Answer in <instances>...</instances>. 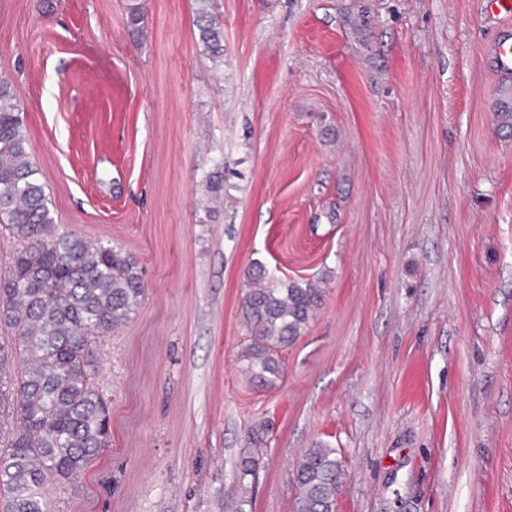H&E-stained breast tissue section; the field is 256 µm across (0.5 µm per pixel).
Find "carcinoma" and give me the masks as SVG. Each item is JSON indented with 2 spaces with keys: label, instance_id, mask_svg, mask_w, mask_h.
Listing matches in <instances>:
<instances>
[{
  "label": "carcinoma",
  "instance_id": "obj_1",
  "mask_svg": "<svg viewBox=\"0 0 512 512\" xmlns=\"http://www.w3.org/2000/svg\"><path fill=\"white\" fill-rule=\"evenodd\" d=\"M209 2L201 0L199 41L219 56L224 31ZM37 174L12 84L0 79V217L22 245L0 277V321L14 332L0 342V374L14 356L23 358L17 377H0V411L14 418L0 453L3 512H48L45 484L72 483L109 446L110 416L94 384L92 346L127 322L145 294L131 254L54 232ZM247 282L242 315L251 341L241 358L253 379L274 387L283 372L278 352L308 326L324 291L280 279L259 261ZM343 477L336 449H308L295 471L294 512H336Z\"/></svg>",
  "mask_w": 512,
  "mask_h": 512
}]
</instances>
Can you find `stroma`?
Wrapping results in <instances>:
<instances>
[{
    "instance_id": "1",
    "label": "stroma",
    "mask_w": 512,
    "mask_h": 512,
    "mask_svg": "<svg viewBox=\"0 0 512 512\" xmlns=\"http://www.w3.org/2000/svg\"><path fill=\"white\" fill-rule=\"evenodd\" d=\"M144 15L140 31L130 10ZM0 0V76L59 232L146 292L98 340L111 445L51 512H512V70L495 0ZM262 262L324 301L260 386ZM254 458L253 479L239 463ZM211 0H201L202 7L198 19V28L200 31L199 41L203 46L205 53L211 56H220L223 48L224 31L216 16L208 10L207 3ZM344 477L343 460L335 448L316 445L302 455L295 471V512H336Z\"/></svg>"
}]
</instances>
